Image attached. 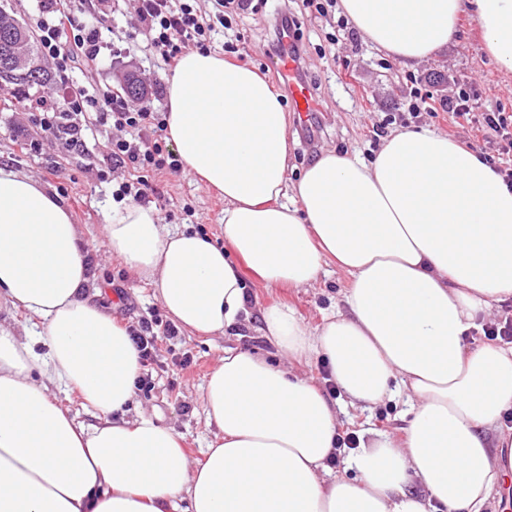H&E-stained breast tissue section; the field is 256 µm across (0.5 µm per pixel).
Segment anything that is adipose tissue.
<instances>
[{"label": "adipose tissue", "instance_id": "adipose-tissue-1", "mask_svg": "<svg viewBox=\"0 0 512 512\" xmlns=\"http://www.w3.org/2000/svg\"><path fill=\"white\" fill-rule=\"evenodd\" d=\"M350 26L411 67L441 52L459 17L476 20L497 70L512 75V0H339ZM167 138L193 178L224 199L225 247L168 231L154 207H105L112 255L202 337L246 321L249 269L305 288L328 265L352 281L346 311L316 328L262 313L288 364L227 349L204 386L216 432L203 458L153 416L125 408L140 372L124 326L88 295L82 231L32 177L0 168V512H485L512 471V348H471L479 319L512 299V185L478 154L421 128L392 132L371 159L324 152L288 177V118L258 70L185 53L166 75ZM324 358L350 405L397 388L413 399L401 441L373 431L332 475L335 402L290 362ZM77 392L76 421L53 386ZM418 479L427 499L407 486Z\"/></svg>", "mask_w": 512, "mask_h": 512}]
</instances>
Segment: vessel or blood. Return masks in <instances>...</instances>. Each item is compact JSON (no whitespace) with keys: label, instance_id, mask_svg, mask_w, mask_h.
Wrapping results in <instances>:
<instances>
[{"label":"vessel or blood","instance_id":"vessel-or-blood-1","mask_svg":"<svg viewBox=\"0 0 512 512\" xmlns=\"http://www.w3.org/2000/svg\"><path fill=\"white\" fill-rule=\"evenodd\" d=\"M293 41L291 34H284L283 49L273 58L272 63L288 92V102L297 125L310 132L314 129L321 104L312 86L300 75L298 59L292 48Z\"/></svg>","mask_w":512,"mask_h":512}]
</instances>
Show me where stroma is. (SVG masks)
<instances>
[{"label": "stroma", "mask_w": 512, "mask_h": 512, "mask_svg": "<svg viewBox=\"0 0 512 512\" xmlns=\"http://www.w3.org/2000/svg\"><path fill=\"white\" fill-rule=\"evenodd\" d=\"M254 5L255 12L225 31L224 38L235 48L234 60L255 67L273 80L277 73L265 54L273 35L272 4L270 0H254ZM288 8L297 19L296 35L303 49L306 78L325 103L324 112L317 118L320 151L371 156L380 145L373 128L390 115L394 118L393 129L428 128L459 142H471L479 155L497 156V141L480 124L443 111L415 117L406 108L412 88H420L438 101L462 86L474 92L476 111L512 114V78L500 76L482 51L472 17L462 16L458 34L437 58L406 68L372 48L352 28L339 26L336 18L311 17L301 0H290ZM135 9V0H108L102 13L85 16V23L102 29L103 49L98 65L76 66L73 79L88 88L116 92L120 89L118 74L135 69L148 90L143 106L162 111L167 103L163 72L145 46L130 44ZM17 95L15 85L0 82V167L33 177L63 200L82 228L83 248L94 258L89 285L98 289L100 301L117 323L126 326L142 318H165L151 287L109 253L102 235L104 209L125 177L120 169L108 173L103 170L101 152L107 131L94 128L86 153L63 150L47 133L28 125L24 108L14 105ZM28 137L41 141L40 152L22 150L21 144ZM153 185L155 190L148 200L168 230L188 224L207 233L214 243H221L224 201L216 192L184 171L165 175ZM246 281L249 324L210 342L185 329L174 340L158 342L152 364L153 384L148 390L134 391L129 405L130 413L143 411L173 427L193 459L202 457L213 433L206 421L202 393L208 374L221 361L225 349H243L278 364L288 363L259 330L263 310L285 304L308 326L318 327L325 317L343 308L351 278L332 265L309 288H270L251 275ZM120 290L127 296L126 303L116 300ZM186 356L191 359L187 366L182 363ZM335 401L340 409L339 434L359 435L371 429L401 439L407 420L406 394L396 395L372 410L350 406L341 393L336 394Z\"/></svg>", "instance_id": "stroma-1"}]
</instances>
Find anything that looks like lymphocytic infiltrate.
Wrapping results in <instances>:
<instances>
[{
  "label": "lymphocytic infiltrate",
  "instance_id": "1",
  "mask_svg": "<svg viewBox=\"0 0 512 512\" xmlns=\"http://www.w3.org/2000/svg\"><path fill=\"white\" fill-rule=\"evenodd\" d=\"M92 5L93 0H43L34 25L43 56L55 64V85L62 99L42 103L38 111L29 113L28 121L77 153L86 149L90 125L111 128L104 158L111 170L124 169L129 174L115 196L139 202L147 199L151 178L180 171L182 162L166 142L164 112L135 108L120 94L95 95L74 83L73 63L94 67L101 51L99 29L78 21ZM252 9V0H138L135 33L145 38L162 69L169 70L187 48L210 50L217 26ZM128 332L145 366L157 341L176 337L178 329L155 318L138 320Z\"/></svg>",
  "mask_w": 512,
  "mask_h": 512
}]
</instances>
